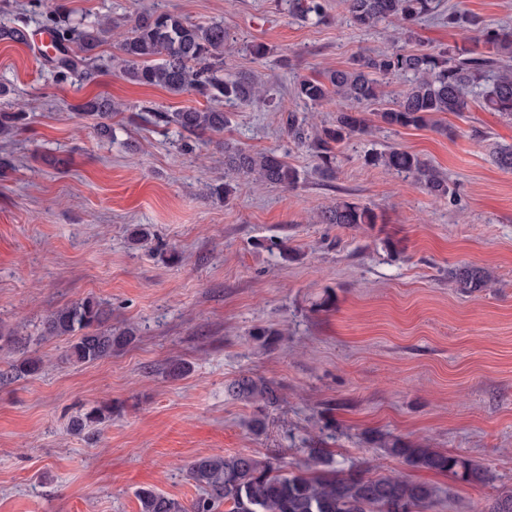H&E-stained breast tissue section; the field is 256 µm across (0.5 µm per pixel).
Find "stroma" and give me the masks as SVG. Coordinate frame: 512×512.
I'll return each mask as SVG.
<instances>
[{
    "label": "stroma",
    "instance_id": "obj_1",
    "mask_svg": "<svg viewBox=\"0 0 512 512\" xmlns=\"http://www.w3.org/2000/svg\"><path fill=\"white\" fill-rule=\"evenodd\" d=\"M75 16L132 18L171 11L193 23L223 21L238 43L260 42L257 60L238 52L231 74L258 76L269 101L231 107V124L186 149L175 127L141 121L148 106L204 107L193 94L134 84L118 69L85 84L54 81L38 39L37 0H0V24L26 16L29 44L0 42V112L25 124L0 139V323L30 337L46 367L0 380V512H139L152 486L187 503L199 489L192 460L223 452L274 458L306 469L307 450L329 449L336 468L432 484L430 512H484L512 492V171L492 159L512 144V120L469 102L442 117L452 128L391 127L337 149L324 178L307 145L289 138V114L315 135L332 105L294 97L295 77L342 69L358 54L393 47L394 28L369 31L329 18H289L278 0H64ZM482 24L512 28V0H442ZM108 96L122 106L101 139L97 120L74 106ZM285 154L297 188L241 178L229 199L222 142ZM390 147L429 160L448 180L437 200L408 188L365 157ZM339 199L375 207L377 224L347 229L315 216ZM143 230L144 240L133 238ZM286 241L269 250L267 239ZM486 268L491 287L460 293L450 267ZM95 295L113 330L136 338L93 364L63 362L67 338H42L48 311ZM281 331L266 348L255 334ZM189 373L173 379L169 363ZM250 376L275 383L273 407L229 395ZM112 404L101 430L76 435L70 420ZM265 428L253 430L254 418ZM399 440L469 458L484 482L417 470L387 456Z\"/></svg>",
    "mask_w": 512,
    "mask_h": 512
}]
</instances>
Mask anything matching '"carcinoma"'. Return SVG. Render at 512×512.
Wrapping results in <instances>:
<instances>
[{
    "label": "carcinoma",
    "mask_w": 512,
    "mask_h": 512,
    "mask_svg": "<svg viewBox=\"0 0 512 512\" xmlns=\"http://www.w3.org/2000/svg\"><path fill=\"white\" fill-rule=\"evenodd\" d=\"M288 15L307 22L328 18L326 0H284ZM350 25L369 30L382 22H397L407 37L413 26L437 12V0H336ZM444 20L450 28L468 33V38L487 51L456 52L434 47L419 52L386 49L355 58L344 69L328 70L318 76H302L293 84V95L310 106L329 105L340 100L353 104L339 108L333 123L316 134L312 149L324 177L336 178L338 144L369 133L362 109L379 107L377 116L388 126L431 127L448 135L453 131L438 115L461 112L475 98L488 112L512 118V31L493 29L457 11H448ZM44 26L55 39L58 52L47 57L51 73L58 81L80 84L94 81L101 69L96 49L106 34L121 27L109 18L78 21L60 0H46ZM0 40L30 42L28 21L22 16L8 25H0ZM232 50L224 22L194 24L170 12H147L134 18L119 41L118 65L124 76L136 84L159 86L173 94L193 92L206 99L204 108L187 107L176 112L149 108L148 122L156 126H175L179 132L197 141L208 133H221L229 123L224 105L246 106L266 95L264 86L250 75H224L226 55ZM407 82L401 98L382 106V78ZM73 109L99 119L97 132L114 139L108 123L119 104L109 97L97 96ZM25 120L22 112H0V135L17 132ZM494 161L504 170L512 169V145L495 148ZM366 162L382 166L408 186L420 188L432 196H448V180L432 165L401 148H391L367 157ZM246 175L263 186L290 189L299 181L298 171L274 150L245 152L224 143V176ZM322 224L360 228L378 223L375 210L365 204L339 199L318 215ZM451 279L464 293L490 287L491 277L481 267L461 265L448 270ZM110 310L105 302L86 296L49 312L42 321L43 338L66 337L69 345L63 360L72 365H87L112 356V351L127 345L131 329L119 333L108 324ZM26 345L25 338L0 324V351ZM43 360L28 355L0 373L7 380L39 373ZM228 394L253 399L264 406L280 401L275 384L242 377L227 386ZM112 406L99 404L71 420V430L82 433L106 423ZM386 453L413 468L447 473L465 482H481L483 472L470 459L433 448H410L394 440L386 444ZM308 455L317 468L284 471L271 460L251 455L212 454L188 465L190 477L202 494L185 505L154 488L136 492L140 512H427L436 497L431 484L392 476H367L360 470L344 472L332 467L326 448H310ZM226 510H220L221 506Z\"/></svg>",
    "instance_id": "carcinoma-1"
}]
</instances>
